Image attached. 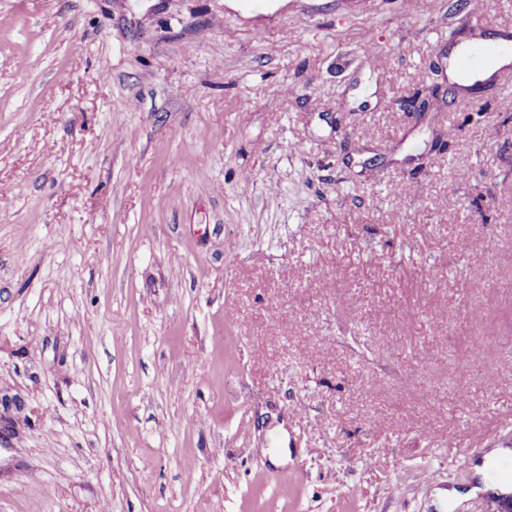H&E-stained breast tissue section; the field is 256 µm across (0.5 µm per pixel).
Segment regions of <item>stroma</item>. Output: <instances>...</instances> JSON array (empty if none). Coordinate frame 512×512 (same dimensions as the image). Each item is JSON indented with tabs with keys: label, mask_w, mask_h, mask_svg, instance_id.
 I'll use <instances>...</instances> for the list:
<instances>
[{
	"label": "stroma",
	"mask_w": 512,
	"mask_h": 512,
	"mask_svg": "<svg viewBox=\"0 0 512 512\" xmlns=\"http://www.w3.org/2000/svg\"><path fill=\"white\" fill-rule=\"evenodd\" d=\"M461 28L512 0H0V512H497L512 69L454 92Z\"/></svg>",
	"instance_id": "1"
}]
</instances>
